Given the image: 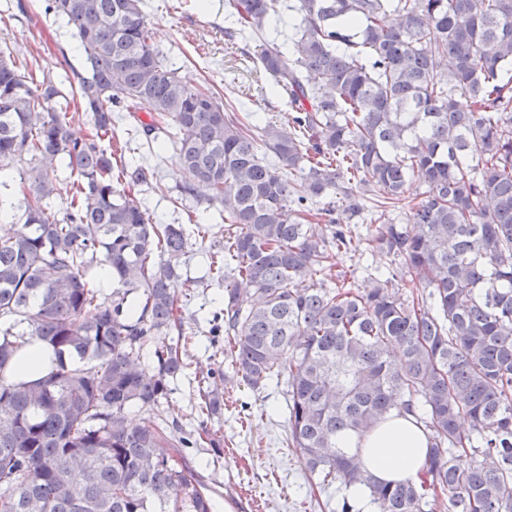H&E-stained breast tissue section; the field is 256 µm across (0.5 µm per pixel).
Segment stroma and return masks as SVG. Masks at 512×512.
Here are the masks:
<instances>
[{"label":"stroma","instance_id":"35a3bbf8","mask_svg":"<svg viewBox=\"0 0 512 512\" xmlns=\"http://www.w3.org/2000/svg\"><path fill=\"white\" fill-rule=\"evenodd\" d=\"M152 24L154 45L189 86L207 84L237 111L258 119H281L288 105L270 93L263 81L239 64L241 45L224 41L225 0H144ZM26 13H19V6ZM12 20L0 22V48L19 58L37 54L41 64L65 93L77 90L85 72L82 50L68 28L44 12V0H0V12ZM112 140L125 161L157 173L136 198L153 223L185 224L203 219L213 227L206 238L191 237L180 265L178 304L192 334L186 345L183 374L170 382V392L152 410L133 412L135 421H177L188 431L207 430L218 447L189 449L187 464L209 490L216 512H336L343 497L340 486L310 497L303 466L284 439L288 432L287 387L269 382L255 391L230 382V358L224 339L212 335L210 321L222 305L224 289L207 284L209 254L224 245V225L214 209L202 205L205 190L182 198L183 175L171 152L152 150L143 132L118 120ZM212 375L224 396L221 413L205 415L197 377Z\"/></svg>","mask_w":512,"mask_h":512}]
</instances>
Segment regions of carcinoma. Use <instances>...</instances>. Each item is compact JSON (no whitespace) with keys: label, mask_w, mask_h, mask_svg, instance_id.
Returning <instances> with one entry per match:
<instances>
[{"label":"carcinoma","mask_w":512,"mask_h":512,"mask_svg":"<svg viewBox=\"0 0 512 512\" xmlns=\"http://www.w3.org/2000/svg\"><path fill=\"white\" fill-rule=\"evenodd\" d=\"M285 7L226 0L224 41L261 40ZM286 8L295 36L241 58L288 102L283 123L183 83L141 0H48L85 54L75 106L38 62L0 49V211L23 220L0 227V512H212L181 454L203 437L127 415L186 368L178 343L156 345L150 368L141 359L153 337L186 335L188 237L137 201L154 171L101 145L114 112L169 140L182 192L207 188L228 224L210 254L224 282L214 331L238 382L286 379L288 447L310 495L358 483L375 512H512V0ZM85 116L91 137L73 130ZM61 166L77 174L65 192ZM416 173L427 189L410 200ZM338 211L399 263L408 295L391 266L362 290L332 273L333 250L352 246ZM36 341L52 370L9 379ZM394 411L415 415L430 451L417 478L380 483L341 439ZM459 452L475 462L460 467Z\"/></svg>","instance_id":"carcinoma-1"}]
</instances>
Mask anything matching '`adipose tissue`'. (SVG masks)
Returning <instances> with one entry per match:
<instances>
[{
    "label": "adipose tissue",
    "instance_id": "adipose-tissue-1",
    "mask_svg": "<svg viewBox=\"0 0 512 512\" xmlns=\"http://www.w3.org/2000/svg\"><path fill=\"white\" fill-rule=\"evenodd\" d=\"M345 447L359 448L365 467L383 482L417 477L428 456V441L413 415L379 423L364 437H346Z\"/></svg>",
    "mask_w": 512,
    "mask_h": 512
}]
</instances>
